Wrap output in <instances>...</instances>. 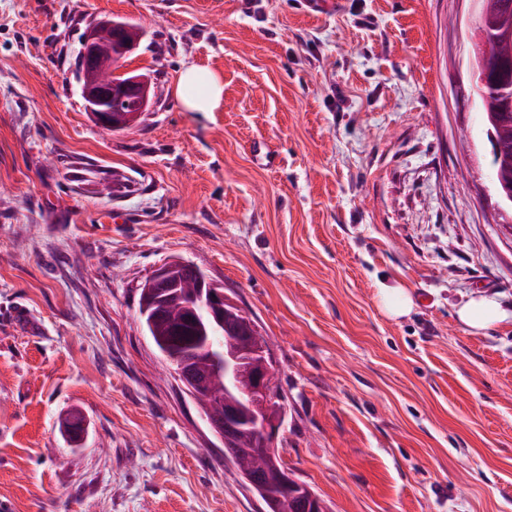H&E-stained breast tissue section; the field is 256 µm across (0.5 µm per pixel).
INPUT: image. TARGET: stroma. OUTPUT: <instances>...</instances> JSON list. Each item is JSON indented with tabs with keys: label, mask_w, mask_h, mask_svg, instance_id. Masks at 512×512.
<instances>
[{
	"label": "stroma",
	"mask_w": 512,
	"mask_h": 512,
	"mask_svg": "<svg viewBox=\"0 0 512 512\" xmlns=\"http://www.w3.org/2000/svg\"><path fill=\"white\" fill-rule=\"evenodd\" d=\"M104 16L141 31L127 131L75 75ZM473 22L472 0H0V512H264L139 319L170 258L267 339L282 464L328 512H512V321L456 314L512 311ZM187 64L223 75L219 111L178 105ZM379 298L385 314L393 318L407 315L414 306L411 292L401 286L381 288ZM458 320L471 332H480L494 324L507 321L508 312L492 297H472L457 311Z\"/></svg>",
	"instance_id": "stroma-1"
}]
</instances>
